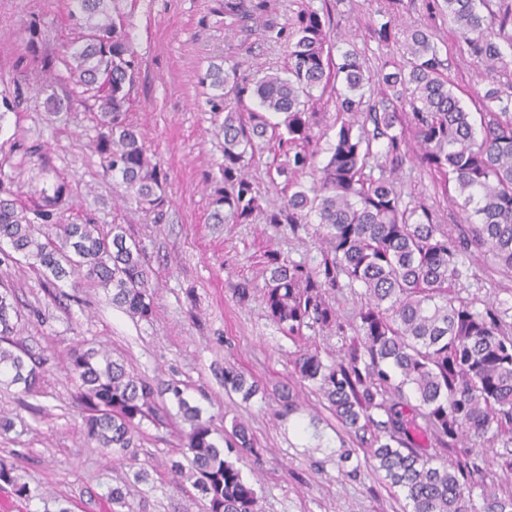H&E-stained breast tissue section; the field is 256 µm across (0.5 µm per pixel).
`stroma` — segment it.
<instances>
[{"label":"stroma","instance_id":"35a3bbf8","mask_svg":"<svg viewBox=\"0 0 512 512\" xmlns=\"http://www.w3.org/2000/svg\"><path fill=\"white\" fill-rule=\"evenodd\" d=\"M426 2L400 0L392 7L388 0H266L265 10L244 24L224 16V0H136L130 33L139 68L128 117L167 176L170 206L158 224L136 207L120 179L104 174L94 150L100 131L94 113L76 104L64 120L50 122L44 94L29 83L43 58H53L57 72L65 70L66 50L78 37L65 0H0V98L23 96L0 123V178L25 201L43 183L64 185L62 222L90 220L106 229L125 225L147 256L155 301L153 316L145 320L114 306L100 288L69 281L49 288L41 273L26 265H0V284L14 289L22 314L14 341L45 369L35 391L0 386V417L14 421L11 431L0 433V457L13 463L15 483L34 490L32 497H21L14 484L0 481V512H58L62 505L69 512H112L108 489L129 472L81 431L84 405L67 369L68 351L80 344L107 346L153 385L179 384L210 418L217 437H229L236 422L247 423L255 451L242 456L238 466L258 493V512H404L401 492L375 471L369 448L341 428L316 384L294 373V361L306 349H318L328 365L346 361L357 336L356 314L365 304L361 289L329 290L336 323L304 329L296 338L280 333L261 298L245 305L235 299L241 281L264 286L267 253L315 269L323 246L314 222L293 231L259 220L211 222L223 139L198 80L218 58L244 77L284 70L286 34L303 9L329 21L332 58L354 48L372 70L383 60H401L403 52L401 39L380 42L374 28L389 19L400 31L430 21L454 92L469 111L478 112L486 74L471 63L446 19H428ZM32 16L43 29L35 52L20 27ZM269 22L282 29L283 38L270 37ZM32 145L38 151L30 158L26 151ZM278 163L275 152L267 151L247 169L269 204L285 192ZM400 184L405 201L433 205L444 220L453 214L421 168L405 165ZM229 366L258 381L264 396L246 402L226 391L223 372ZM284 387L298 402L287 416L277 396ZM159 402L167 422L146 420L140 426L133 455L150 480L130 486V508L208 512L190 480L170 471L171 462L183 458V422L170 396ZM416 442L439 463L481 462L483 484L502 496L512 493V436L477 446L462 440L443 446L430 434ZM346 450L351 459L344 463L339 456Z\"/></svg>","mask_w":512,"mask_h":512}]
</instances>
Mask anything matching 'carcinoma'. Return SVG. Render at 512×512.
<instances>
[{
    "label": "carcinoma",
    "instance_id": "carcinoma-1",
    "mask_svg": "<svg viewBox=\"0 0 512 512\" xmlns=\"http://www.w3.org/2000/svg\"><path fill=\"white\" fill-rule=\"evenodd\" d=\"M128 0H67L68 16L79 38L68 52L66 69L73 84L71 100H46L49 120L57 121L73 101L95 109L100 133L94 148L105 173L128 186L137 206L161 220L169 199L160 164L152 161L142 135L128 118L127 104L138 68L137 52L125 20ZM432 14L448 18L470 60L486 72L512 69V0H429ZM264 10V0H224V15L246 21ZM290 40L288 68L247 79L224 60L213 61L200 78L211 90L209 105L224 138V186L215 190V224H266L294 228L316 215L326 258L311 271L277 254H268L269 278L263 302L271 321L286 336L303 328L336 322L324 298L340 278L363 289L359 336L348 362L328 366L316 352L295 360V374L318 384L341 426L371 448L375 470L399 488L411 512H512V495L482 490L473 499L464 469L437 465L410 447L412 436L429 431L442 440L485 439L491 429L512 433V305L488 302L478 311L455 288L473 277L470 259L512 278V80L491 79L483 95L484 111L475 129L469 112L443 75L436 34L431 25L405 31L406 61L368 69L354 49L333 62L325 53L326 21L316 11L300 13ZM344 84L336 94L334 134L328 160L309 185L302 176L319 152L315 129L324 113L309 107L313 91L330 80ZM58 80L44 62L31 81L36 88ZM412 89L411 96L404 92ZM250 96L258 108L244 112L231 105ZM409 107L401 124L399 108ZM275 142L281 157L278 174L288 195L263 207L245 167L264 145ZM383 141L385 162L376 143ZM416 161L438 182L443 195L454 186L461 220L444 224L433 206L404 203L396 186L402 167ZM379 174H374V170ZM28 208L0 180V241L39 270L47 285L86 282L112 293V304L148 319L154 311L145 254L122 224L101 233L94 224H60L62 187ZM55 240H42L47 231ZM21 313L14 293L0 291V385L32 390L41 372L13 345ZM70 373L79 381L87 411L83 432L100 448L122 457L135 447L140 425L156 420L158 393L172 395L188 430L182 435L190 471L187 476L209 501V512H256L257 492L224 453L254 449L251 428L234 424L222 447L210 423L190 405L178 385L157 390L127 371L104 348L82 347L67 353ZM224 389L243 401L261 388L233 368L224 369ZM411 392L413 398L406 397ZM381 410L376 420L371 411ZM370 437H365V433Z\"/></svg>",
    "mask_w": 512,
    "mask_h": 512
}]
</instances>
